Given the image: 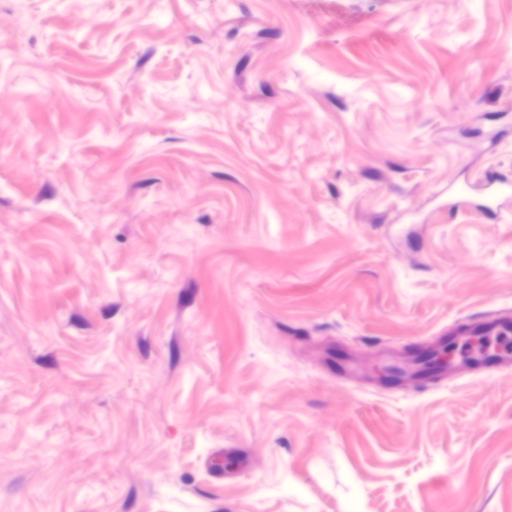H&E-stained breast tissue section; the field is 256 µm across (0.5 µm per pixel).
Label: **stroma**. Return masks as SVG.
Returning a JSON list of instances; mask_svg holds the SVG:
<instances>
[{"mask_svg":"<svg viewBox=\"0 0 512 512\" xmlns=\"http://www.w3.org/2000/svg\"><path fill=\"white\" fill-rule=\"evenodd\" d=\"M492 175L512 0H0V512H512ZM501 325L502 324L500 321H489L486 323V326L482 327L480 330L483 334V339H485L487 342V346L475 355H463L462 361L466 364H455L453 367L448 369V371L462 366H477L484 371L493 372L510 365L511 354L508 352H503L499 348V337L500 335L504 334L501 331ZM471 361L477 362L469 364L468 362Z\"/></svg>","mask_w":512,"mask_h":512,"instance_id":"1","label":"stroma"}]
</instances>
